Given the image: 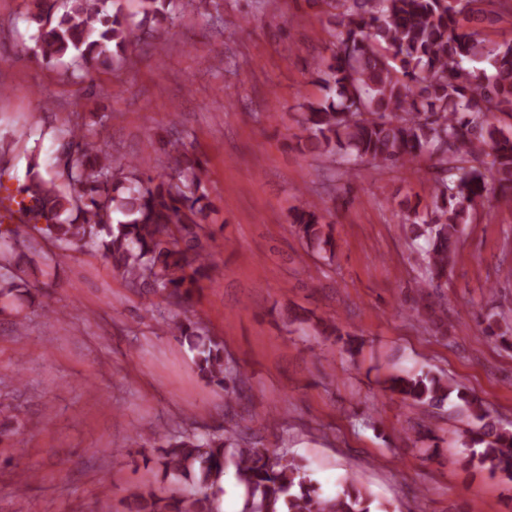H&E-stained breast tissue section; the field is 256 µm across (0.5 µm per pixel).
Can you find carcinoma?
I'll return each instance as SVG.
<instances>
[{
	"mask_svg": "<svg viewBox=\"0 0 512 512\" xmlns=\"http://www.w3.org/2000/svg\"><path fill=\"white\" fill-rule=\"evenodd\" d=\"M337 29L331 54L314 70L324 95L303 104L302 152L339 165L350 177L356 167L375 170L411 167L426 158L432 178L426 210L400 209L413 231L429 237L421 254L428 282L448 273L456 256L460 226L487 197V176L512 193V134L496 126L498 113L512 114V39L493 42L495 27L512 0H310ZM142 24L159 32L170 24L183 0H138ZM37 25L30 36L34 54L47 65L69 59L76 78L96 86L98 67L130 59L139 44L121 0H37ZM486 63L489 68H478ZM107 115L63 130L48 126L55 147L49 178L35 172L31 156L26 182L18 186L21 225L60 251L92 252L145 294L183 307L199 283L212 279L207 242L215 240L209 217L215 204L204 161L180 137L162 141L165 172L142 170L121 160L102 143ZM461 176L448 180V168ZM297 233L322 251L333 236L323 212L301 199L290 211ZM38 242L14 229L0 233V298L33 299L29 270ZM194 353L198 376L229 389L235 380L224 364V344L206 325L189 317L160 315ZM386 390L404 402L439 406L451 394L470 424L455 438L465 448L480 447L471 461L512 479V432L477 396L431 373L394 375ZM153 448L163 477L180 480L169 497L134 490L129 512H214V489L234 467L246 492L244 512H370L371 493L354 484L324 499L303 466L271 448H244L238 433L177 434L156 431Z\"/></svg>",
	"mask_w": 512,
	"mask_h": 512,
	"instance_id": "carcinoma-1",
	"label": "carcinoma"
}]
</instances>
